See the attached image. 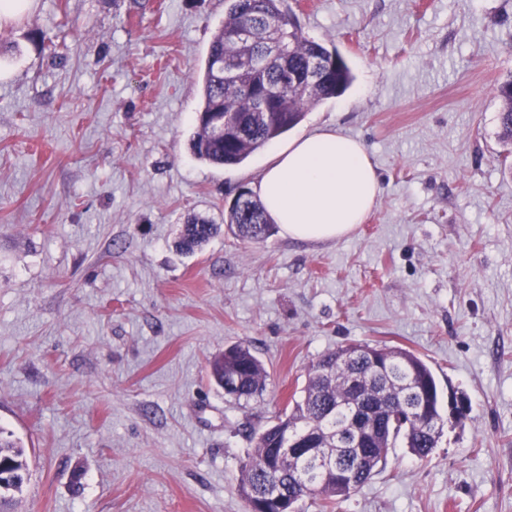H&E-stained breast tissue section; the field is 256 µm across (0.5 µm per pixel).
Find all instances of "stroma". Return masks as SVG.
Returning <instances> with one entry per match:
<instances>
[{
	"label": "stroma",
	"instance_id": "obj_1",
	"mask_svg": "<svg viewBox=\"0 0 512 512\" xmlns=\"http://www.w3.org/2000/svg\"><path fill=\"white\" fill-rule=\"evenodd\" d=\"M288 5L354 75L290 137L361 141L382 191L348 237L193 255L179 224L223 223L269 156L189 147L224 0H33L0 25V427L29 462L9 512H245L244 425L363 342L423 357L470 411L339 512H512V0ZM240 341L272 379L248 402L207 377ZM499 96L503 101L502 109L499 112L501 138L504 141L512 142V78L501 84Z\"/></svg>",
	"mask_w": 512,
	"mask_h": 512
}]
</instances>
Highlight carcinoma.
Returning <instances> with one entry per match:
<instances>
[{
    "mask_svg": "<svg viewBox=\"0 0 512 512\" xmlns=\"http://www.w3.org/2000/svg\"><path fill=\"white\" fill-rule=\"evenodd\" d=\"M247 27L281 36L288 55L257 68L256 84L236 87L224 76V57L243 50L255 58L264 55L263 38L245 49L232 38ZM333 56L336 66L324 78L310 85L292 80L294 75L303 79L315 59ZM351 82L344 58L308 39L286 0H230L201 76L202 105L190 149L211 165H238L299 124L308 106L343 94ZM499 96L501 138L512 142V78L501 84ZM225 112L247 121V138L215 132L213 119ZM224 224L250 243H262L275 231L257 198L244 211L227 212ZM220 232L221 225L190 217L181 225L176 248L194 254ZM208 376L236 401L262 396L270 381L262 361L245 343L231 345L210 360ZM369 412L375 416L374 434L362 441L361 450L336 444L330 452L341 467L334 471L319 465L313 448L327 441V433ZM447 425L435 375L422 358L399 347L341 345L312 363L300 395L291 397L276 421L256 433L255 448L240 465L239 492L246 512H300L306 501L318 512H334L386 465L398 442L417 459H426ZM27 472L22 441L0 430V505L9 501L8 493L21 490Z\"/></svg>",
    "mask_w": 512,
    "mask_h": 512,
    "instance_id": "cac0c4a2",
    "label": "carcinoma"
}]
</instances>
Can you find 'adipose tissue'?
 Here are the masks:
<instances>
[{
    "mask_svg": "<svg viewBox=\"0 0 512 512\" xmlns=\"http://www.w3.org/2000/svg\"><path fill=\"white\" fill-rule=\"evenodd\" d=\"M379 192L362 142L327 129L277 148L259 182L262 202L283 235L303 242L349 235Z\"/></svg>",
    "mask_w": 512,
    "mask_h": 512,
    "instance_id": "ef3b65f1",
    "label": "adipose tissue"
}]
</instances>
